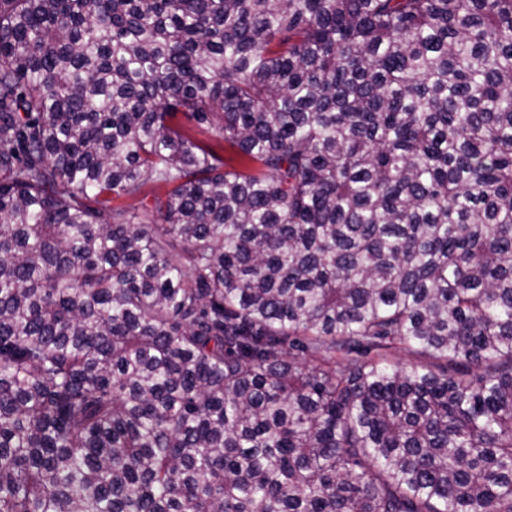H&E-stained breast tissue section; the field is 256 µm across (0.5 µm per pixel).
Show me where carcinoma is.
<instances>
[{
  "label": "carcinoma",
  "mask_w": 512,
  "mask_h": 512,
  "mask_svg": "<svg viewBox=\"0 0 512 512\" xmlns=\"http://www.w3.org/2000/svg\"><path fill=\"white\" fill-rule=\"evenodd\" d=\"M0 512H512V0H0Z\"/></svg>",
  "instance_id": "1"
}]
</instances>
